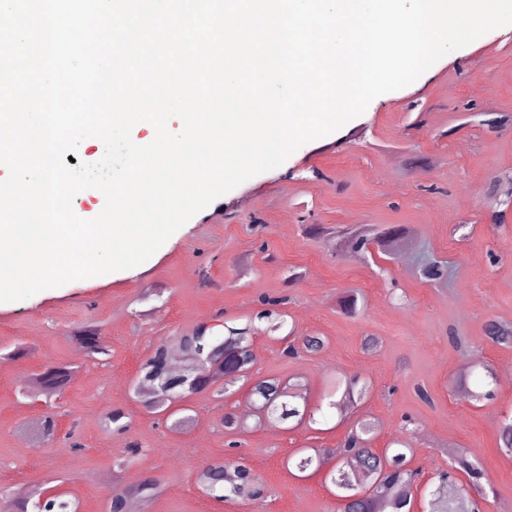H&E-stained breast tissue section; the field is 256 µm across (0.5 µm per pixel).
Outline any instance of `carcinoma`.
Returning <instances> with one entry per match:
<instances>
[{
  "label": "carcinoma",
  "instance_id": "1",
  "mask_svg": "<svg viewBox=\"0 0 512 512\" xmlns=\"http://www.w3.org/2000/svg\"><path fill=\"white\" fill-rule=\"evenodd\" d=\"M264 309L257 313V318L267 323V330L272 332L282 326L281 314L274 307L282 300L263 296L259 299ZM489 339L499 345L512 344V326L500 323L487 327ZM71 339L86 347L90 353L106 358L109 347L99 336L95 326L82 327L72 333ZM163 345H158L153 353L143 362L137 387H154L160 393L179 397L190 390V379L178 378L175 370L164 369L162 358ZM250 363L246 354L232 357L224 365V376L231 383L246 377ZM70 368L66 365H51L35 378L44 391L48 393L58 389L69 377ZM368 391L367 384H359V379H338L334 384V393L340 401L354 403ZM251 395L263 414L260 421L268 425L293 424L299 426L314 420L306 400L296 386L284 383L276 378H259L252 383ZM373 430L370 422H360L352 428L339 449L340 461L329 472L331 483L344 500V512H410L413 490L417 487L421 470L410 467L408 453L411 448H388L378 453L370 447L369 434ZM324 457L320 450L302 448L295 453L292 466L300 473L310 468L321 467ZM438 490L432 512H466L465 492L458 485L454 471L437 473ZM199 484L216 499H228L241 493V487L250 485L254 496L260 497L262 484L260 477L244 462L238 461L233 466L224 462H212L204 466L198 476ZM158 482L144 479L121 491L111 493L112 508L122 510L132 498L144 502L152 500ZM0 512H76L74 504L59 494L45 500H30L15 496L5 500L0 497Z\"/></svg>",
  "mask_w": 512,
  "mask_h": 512
}]
</instances>
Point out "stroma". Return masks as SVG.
<instances>
[{
  "instance_id": "obj_1",
  "label": "stroma",
  "mask_w": 512,
  "mask_h": 512,
  "mask_svg": "<svg viewBox=\"0 0 512 512\" xmlns=\"http://www.w3.org/2000/svg\"><path fill=\"white\" fill-rule=\"evenodd\" d=\"M482 83L485 95L473 93ZM485 112L512 113V30L497 29L446 55L414 83L371 101L339 130L300 147L195 214L145 263L0 302V491H52L78 512H105L111 491L147 477L160 488L137 512H342L327 468L298 473L301 448H338L370 420L377 451L404 441L422 478L414 512H432L436 474L460 459L481 479L458 472L480 512H512V453L501 434L512 421V346L491 342L489 321L512 324V210L487 213L494 181L512 172V126L482 125ZM308 224L409 229L406 248H377L348 262ZM448 266L446 280L420 274L422 257ZM356 294V314L338 300ZM281 299L282 330L258 321V299ZM210 333L248 329L257 377L303 386L315 420L300 426L225 428L224 416L252 404L241 380L223 396L186 395L191 422L172 428L146 409L134 388L159 342L178 346L201 322ZM102 328L107 359L80 352L71 333ZM322 337L315 353L285 355L288 339ZM22 346L12 361L2 353ZM48 364L73 376L46 396L31 379ZM359 377L370 391L347 413L331 408V382ZM490 387L494 397L476 401ZM430 401H423L420 390ZM129 416L107 425L110 410ZM54 416V441L37 427ZM244 457L264 484L261 498L216 504L197 483L210 461Z\"/></svg>"
}]
</instances>
